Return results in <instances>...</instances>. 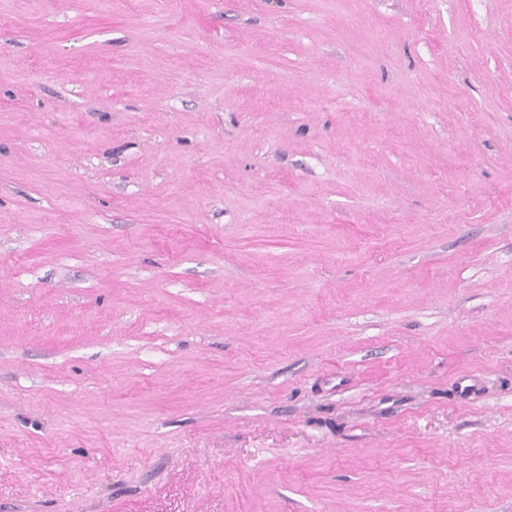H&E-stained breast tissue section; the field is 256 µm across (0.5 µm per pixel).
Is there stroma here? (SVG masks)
<instances>
[{
    "mask_svg": "<svg viewBox=\"0 0 512 512\" xmlns=\"http://www.w3.org/2000/svg\"><path fill=\"white\" fill-rule=\"evenodd\" d=\"M0 512H512V0H0Z\"/></svg>",
    "mask_w": 512,
    "mask_h": 512,
    "instance_id": "stroma-1",
    "label": "stroma"
}]
</instances>
